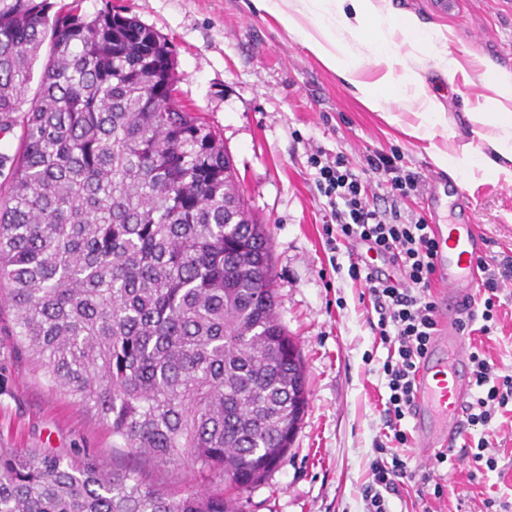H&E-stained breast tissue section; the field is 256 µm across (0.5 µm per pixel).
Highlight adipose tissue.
Wrapping results in <instances>:
<instances>
[{"instance_id": "1", "label": "adipose tissue", "mask_w": 512, "mask_h": 512, "mask_svg": "<svg viewBox=\"0 0 512 512\" xmlns=\"http://www.w3.org/2000/svg\"><path fill=\"white\" fill-rule=\"evenodd\" d=\"M304 7L313 30L305 32L304 28L289 14L285 8L287 0H252L254 7L277 19L289 33L301 36L304 45L320 64L342 79L356 86L365 105L371 110H379L383 92L389 88L405 91L414 87L413 96L421 112L420 122L413 127V136L433 139L437 128L448 125V115L441 105L424 91V83L414 71H406L400 83H392L390 69L402 64L403 59L393 49L394 35H402L417 53H425L435 42L436 34L427 29L417 28L410 20L395 22L394 18L384 13L375 0H298ZM352 35L360 40H372L375 51V65L386 67V74L374 83L360 81V66L356 61L345 35ZM498 97L492 100L487 111L478 113L479 123L491 127L494 131L489 144L492 155L464 153L463 157H453L445 152L434 155L438 167L458 168L475 167L492 177L512 181V109L508 101L512 100V73L498 74L494 80Z\"/></svg>"}]
</instances>
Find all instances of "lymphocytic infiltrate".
I'll list each match as a JSON object with an SVG mask.
<instances>
[{"instance_id": "lymphocytic-infiltrate-1", "label": "lymphocytic infiltrate", "mask_w": 512, "mask_h": 512, "mask_svg": "<svg viewBox=\"0 0 512 512\" xmlns=\"http://www.w3.org/2000/svg\"><path fill=\"white\" fill-rule=\"evenodd\" d=\"M397 161V156L375 153L368 161L370 175L363 178L352 173L343 155L331 156L318 149L310 156V164L317 171V190L326 199V243L330 250L342 245L351 252L349 276L367 290L379 315L372 330L387 347L382 366L389 390L385 425L392 433L390 442L404 447L409 437L402 422L409 413L420 364L438 332L437 305L432 295L437 245L424 218H403L397 207L379 206L372 195L371 181L375 178L388 184L395 200L417 191L420 176L403 171ZM363 244L390 265L389 273H379L355 257V248ZM491 266V259L478 257L481 315L470 313L459 321L461 329L475 327L486 337L494 333V309L501 290ZM469 360L473 396L466 409V423L480 428L481 435L464 440L463 457L494 471L499 458L491 441L493 420L512 403V374H498L496 364L475 346L470 349ZM388 444L380 440L374 443L371 479L363 491L366 512H389V496L398 493L409 476L406 460L389 453Z\"/></svg>"}]
</instances>
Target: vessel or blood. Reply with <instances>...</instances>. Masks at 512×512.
Returning a JSON list of instances; mask_svg holds the SVG:
<instances>
[{"instance_id":"b4317fda","label":"vessel or blood","mask_w":512,"mask_h":512,"mask_svg":"<svg viewBox=\"0 0 512 512\" xmlns=\"http://www.w3.org/2000/svg\"><path fill=\"white\" fill-rule=\"evenodd\" d=\"M432 230L439 245L437 275L446 288L448 313L432 341L436 356L418 374L410 412L419 444L429 451L454 446L463 432L461 416L471 392L470 380L463 372L465 344L456 321L474 290V259L486 245L469 224H436Z\"/></svg>"}]
</instances>
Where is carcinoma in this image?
Returning a JSON list of instances; mask_svg holds the SVG:
<instances>
[{
	"instance_id": "obj_1",
	"label": "carcinoma",
	"mask_w": 512,
	"mask_h": 512,
	"mask_svg": "<svg viewBox=\"0 0 512 512\" xmlns=\"http://www.w3.org/2000/svg\"><path fill=\"white\" fill-rule=\"evenodd\" d=\"M82 2L0 0L7 335L132 457L217 485L172 493L88 448H0V512H236L233 492L278 466L307 403L269 239L220 136L175 99L170 41Z\"/></svg>"
}]
</instances>
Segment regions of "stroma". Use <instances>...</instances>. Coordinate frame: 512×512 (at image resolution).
Here are the masks:
<instances>
[{
  "label": "stroma",
  "instance_id": "stroma-1",
  "mask_svg": "<svg viewBox=\"0 0 512 512\" xmlns=\"http://www.w3.org/2000/svg\"><path fill=\"white\" fill-rule=\"evenodd\" d=\"M169 38L176 53L178 98L199 112L224 138L251 215L271 242L277 313L301 350L307 405L278 468L265 482L238 496L241 512H364L373 445L383 429L387 390L381 367L385 346L373 334L371 298L349 276L346 250L330 251L322 217L323 197L309 163L313 150L343 154L363 174L375 152H396L399 164L422 178L438 175L444 221L465 222L486 239L487 255L512 257V184L464 168L442 169L432 147L451 153L489 152L475 115L494 97L491 67L512 72V0H379L385 12L414 19L442 33L427 54L414 58L400 44L407 66L448 114L453 138L427 142L403 132L414 123L396 95L382 111L368 109L354 88L326 70L302 40L251 0H84L87 12L107 6ZM459 66L442 73V55ZM406 66V67H407ZM401 114L402 126L384 119ZM466 208H459V195ZM500 325L485 347L498 366L512 369V276L504 278ZM0 448H48L69 455L94 451L104 466L123 465L127 451L93 410L52 388L33 359L0 335ZM503 472L472 470L459 459L445 463L442 499L423 482L424 458L412 455L413 474L391 512H486L491 496L512 501V416H500ZM144 476L174 491L208 487L186 465L146 461Z\"/></svg>",
  "mask_w": 512,
  "mask_h": 512
}]
</instances>
